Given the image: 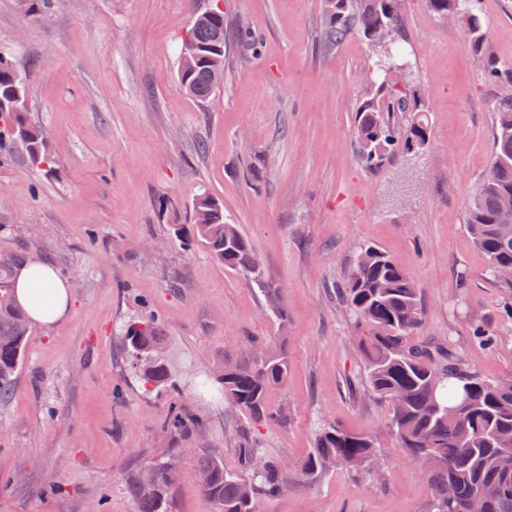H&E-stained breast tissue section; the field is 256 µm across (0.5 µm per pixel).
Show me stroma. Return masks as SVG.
I'll use <instances>...</instances> for the list:
<instances>
[{
    "label": "stroma",
    "mask_w": 512,
    "mask_h": 512,
    "mask_svg": "<svg viewBox=\"0 0 512 512\" xmlns=\"http://www.w3.org/2000/svg\"><path fill=\"white\" fill-rule=\"evenodd\" d=\"M223 2L252 36L227 37L224 83L205 102L181 87L179 50L194 18ZM497 57L512 62V0H473ZM324 0H57L25 16L0 0V53L23 76L32 123L45 127L55 172L0 160V241L56 268L70 308L32 323L13 393L0 405V512H137L132 477L174 460L175 512H212L197 457L241 467L249 436L288 468L283 496L260 512H426L429 484L397 448L387 406L367 389L361 344L336 299L370 244L398 260L421 291L418 338L452 345L483 375L512 372L508 294L485 273L465 216L490 165L500 87L459 24L426 0H405L401 39L429 95L432 141L417 161L370 172L357 162L351 122L369 76L365 43L323 39ZM250 239L285 306L269 301L205 251L175 241L201 193ZM159 322L176 364L168 387L144 384L121 328ZM502 336L488 350L470 319ZM285 351L287 382L268 394L281 411L253 423L195 381L218 386L249 338ZM174 410L198 432L164 425ZM372 435L381 479L345 470L308 480L301 463L320 423Z\"/></svg>",
    "instance_id": "1"
}]
</instances>
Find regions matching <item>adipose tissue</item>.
I'll list each match as a JSON object with an SVG mask.
<instances>
[{
	"mask_svg": "<svg viewBox=\"0 0 512 512\" xmlns=\"http://www.w3.org/2000/svg\"><path fill=\"white\" fill-rule=\"evenodd\" d=\"M40 286L50 292V311L45 312L33 306V294ZM15 295L18 302L28 308L30 317L44 325L60 320L69 309V290L64 279L55 268L41 260L30 261L20 273L15 283Z\"/></svg>",
	"mask_w": 512,
	"mask_h": 512,
	"instance_id": "ef3b65f1",
	"label": "adipose tissue"
}]
</instances>
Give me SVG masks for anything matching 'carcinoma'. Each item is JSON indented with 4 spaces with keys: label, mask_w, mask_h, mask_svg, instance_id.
I'll return each instance as SVG.
<instances>
[{
    "label": "carcinoma",
    "mask_w": 512,
    "mask_h": 512,
    "mask_svg": "<svg viewBox=\"0 0 512 512\" xmlns=\"http://www.w3.org/2000/svg\"><path fill=\"white\" fill-rule=\"evenodd\" d=\"M56 0H30L26 12L45 20ZM439 18L466 15L464 37L479 56L491 83L512 85V63L500 61L491 37L468 0H427ZM405 0H325L326 39L334 44L350 33L367 45L372 76L353 117L357 156L376 171L398 156L424 154L430 145L429 98L401 63L396 41ZM224 9L198 15L183 42L178 80L200 101L224 82ZM25 84L11 61L0 55V151L26 157L54 170L43 128L28 118ZM493 161L474 196L466 224L488 259L487 273L505 288L512 280L497 276L512 270V224L502 223L503 205L512 201V95L497 99ZM193 223L175 228L178 240L202 246L224 269L239 273L270 298L280 322L286 310L265 280L250 240L224 217V201L208 193L193 203ZM26 258L0 245V405L5 403L24 362L30 335L28 313L15 303L14 283ZM354 327L363 334V376L371 393L389 407L388 428L406 457L423 469L432 495L427 512H448L480 500L479 512H512V373L487 379L457 351L411 342L421 326L420 292L400 264L371 246L360 249L354 266L337 291ZM161 329L151 319L134 321L123 334L124 351L143 380L156 386L172 381L174 370L163 355ZM288 355L260 351L243 362L224 366L222 391L254 422L274 418L267 393L286 383ZM248 470L232 472L224 459L204 456L198 469L202 490L214 512H260L265 498L288 486L284 465L266 458L253 445L241 448ZM383 457L374 437L322 424L312 454L301 469L314 480L332 468L373 476ZM175 464L160 461L136 476L132 491L137 512H173Z\"/></svg>",
    "instance_id": "cac0c4a2"
}]
</instances>
